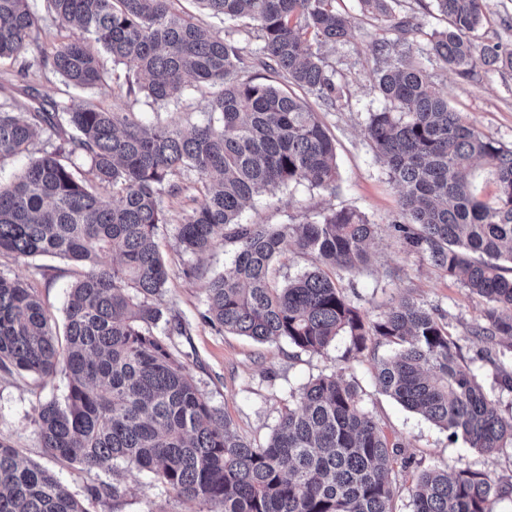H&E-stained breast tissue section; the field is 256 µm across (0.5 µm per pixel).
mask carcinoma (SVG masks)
<instances>
[{
	"label": "carcinoma",
	"instance_id": "carcinoma-1",
	"mask_svg": "<svg viewBox=\"0 0 512 512\" xmlns=\"http://www.w3.org/2000/svg\"><path fill=\"white\" fill-rule=\"evenodd\" d=\"M175 0H48L56 18L78 31L58 44L51 64L68 88L108 85L101 60L133 68L135 84L155 102L193 80L216 88V118L189 130L144 125L93 101L0 104V159L27 154L20 176L0 183V254L59 256L84 271L72 284L63 335L24 282L0 273V369L68 380L63 399L39 405L42 447L85 468L147 471L184 502L221 512H395L391 474L398 445L363 405L359 386L321 374L301 388L298 406L279 417L263 445L240 436L193 383L172 344L185 322L160 307L169 273L155 241L167 223L158 194L172 177L197 173L201 199L176 226L183 252L198 257L234 246L224 274L207 281L203 320L262 343L282 340L320 354L338 336L349 351L376 341L395 347L375 363L378 389L422 414L449 437L493 456L512 448V417L462 361L441 318L409 297L368 324L329 274L368 263L377 225L333 210L299 224H244L245 207L265 191L306 182L335 190L334 139L293 85L327 107L344 97L322 48L349 41L353 26L336 0H198L215 17L247 18L262 46L248 54L192 17ZM378 24L369 34L375 89L385 107L368 113L365 136L399 188L395 232L407 251L427 258L485 301L474 336L502 347L500 390L512 392V147L478 131L414 61L424 51L456 74L512 68V49L471 37L485 0H432L447 19L423 31L399 0H356ZM39 26L27 0H0V60L24 55ZM256 66L283 86L240 81ZM60 146L33 152L36 140ZM487 167L493 192L482 194L473 168ZM291 242L314 257L312 269L280 284L273 266ZM164 322L162 334L154 332ZM116 497L119 484L87 488ZM409 512H494L512 495L469 468L421 471L408 489ZM0 512H85L48 471L23 461L0 438Z\"/></svg>",
	"mask_w": 512,
	"mask_h": 512
}]
</instances>
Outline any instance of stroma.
<instances>
[{
    "label": "stroma",
    "mask_w": 512,
    "mask_h": 512,
    "mask_svg": "<svg viewBox=\"0 0 512 512\" xmlns=\"http://www.w3.org/2000/svg\"><path fill=\"white\" fill-rule=\"evenodd\" d=\"M338 7L353 16V36L345 45L325 49L324 56L335 69L345 96L333 108L312 97L307 103L336 140L339 187L329 192L303 183L260 194L242 220L249 224H298L344 208L364 215L377 226L370 246V265L356 275L336 271L337 285L369 321L377 320L403 297L437 311L485 390L499 399L503 414L510 416L512 393L498 390L493 366L476 358L483 343L470 333L481 318L484 301L426 258L406 252L393 229L399 190L364 134L369 112L382 106L374 89L376 65L366 39L367 34L375 32L376 23L359 15L356 0H339ZM178 8L220 37L238 40L249 52L258 51L261 45L255 33L247 31L242 23L212 18L194 0H180ZM485 13L487 22L478 33L479 42H500L512 48V0H485ZM103 63L112 79L102 91L89 93L65 90L61 76L51 66L34 65L22 77L16 62L2 60L0 102L24 101L23 90L30 86L45 100L63 99L76 108L91 99L147 125L189 128L209 119L210 87L191 81L178 98L156 103L146 93L131 89L133 75L126 65L113 63L108 57ZM421 64L455 111L483 134L512 146V69L481 68L464 79L436 60L425 58ZM174 181L181 186V193L174 196L165 191L160 195L168 221L160 225L158 241L169 271L160 304L166 314L178 315L188 323L187 335L173 339L180 359L189 377L213 405L223 409L239 435L257 444L265 443L285 408L296 407V392L318 375L337 373L360 386L365 408L379 419L389 440L401 445L394 464L396 512H407L408 489L417 474L430 466L470 468L487 473L498 483H512L511 448L494 456L471 450L463 440L449 438L447 431L376 389L373 356L389 354L388 346L351 355L347 339L340 336L324 353L311 354L285 341L262 344L205 323L201 315L206 309V279L223 273L233 253L230 247L217 245L199 260L201 276L184 275L188 257L176 243L175 226L191 206L197 176L185 172ZM0 272L27 283L55 322L63 323L69 288L77 272L71 261L50 256L17 259L2 254ZM66 392L64 375L40 379L0 370V437L10 441L22 457L54 474L81 500L86 512H221L215 504L182 502L148 473L136 470L120 474L119 496L89 497L88 487L109 480V473L102 469L89 471L47 455L35 423L39 404L63 398Z\"/></svg>",
    "instance_id": "obj_1"
}]
</instances>
